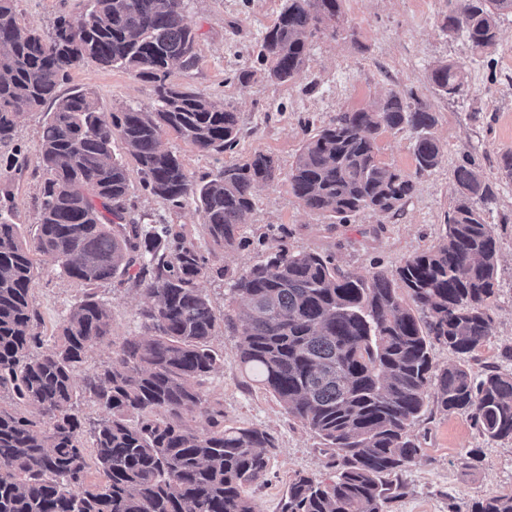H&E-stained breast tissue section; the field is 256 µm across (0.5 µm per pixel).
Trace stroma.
<instances>
[{
  "mask_svg": "<svg viewBox=\"0 0 512 512\" xmlns=\"http://www.w3.org/2000/svg\"><path fill=\"white\" fill-rule=\"evenodd\" d=\"M283 5V0H185V20L199 33V62L186 72L172 68L170 83L222 99L237 112L244 135L234 151L206 155L174 134L163 137L165 148L177 152L195 177L215 173L224 162L262 152L271 155L283 174L257 188L255 206L240 234L243 244L218 249L199 286L216 315L227 308L228 276L258 263L263 235L284 234L289 249L332 256L336 265L362 274L393 271L407 257L436 245L453 205L452 171L472 160L490 179L495 200L487 214L497 239L499 265L491 303L493 330L484 344L467 356L435 345L433 362L445 368L465 363L480 375L495 367L512 372V179L503 180L498 164L512 151V16L499 21L496 49L477 55L462 35L441 27L448 0H343L344 22L335 35L311 40L307 69L295 82L275 84L264 77L256 61L257 45ZM81 0H22L26 23L49 31L56 17L79 11ZM456 62L466 69L464 92L455 98L435 93L428 81L433 65ZM79 88L91 92L103 112L146 104L152 86L119 68L87 61L74 69L62 93ZM414 92L427 101L436 117L433 132L444 147L441 164L417 173L414 140L409 131L386 132L377 139V159L412 179L414 191L395 216L379 219L363 212L340 224L303 209L284 171L298 153L305 129L327 124L336 113L368 108L388 91ZM46 110L25 113L14 141L0 145V163L15 154L33 156L46 122ZM135 190L127 215L175 225L201 250L213 249L194 205L178 209L139 189L135 163H128ZM43 175L28 165L13 181L14 205L23 236H33ZM41 275L32 292L44 336L55 335L67 310L83 294L81 284L39 261ZM98 296L112 315V342L93 347L83 371L100 366L130 336L143 333L138 315L143 297L134 289L112 283L97 285ZM238 335L219 329L210 341L221 356L217 370L201 391L223 407L224 423L260 427L276 439L266 479L251 486L249 496L259 512H279L289 482L296 475L325 479L331 452L298 420L289 417L278 400L246 373L239 360ZM420 448L402 473V494L388 512H470L480 500L512 494V441H489L467 415L447 414L429 405L411 427ZM478 459H471L472 449Z\"/></svg>",
  "mask_w": 512,
  "mask_h": 512,
  "instance_id": "obj_1",
  "label": "stroma"
}]
</instances>
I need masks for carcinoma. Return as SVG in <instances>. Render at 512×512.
I'll list each match as a JSON object with an SVG mask.
<instances>
[{"label":"carcinoma","mask_w":512,"mask_h":512,"mask_svg":"<svg viewBox=\"0 0 512 512\" xmlns=\"http://www.w3.org/2000/svg\"><path fill=\"white\" fill-rule=\"evenodd\" d=\"M20 2L0 0V144L13 140L24 113L48 103L51 111L35 149L44 181L30 239L19 232L10 190L27 159L0 168V392L8 397L0 404V512H258L246 487L265 480L275 438L224 425V410L201 391L220 362L210 346L218 318L197 287L215 252L169 224L126 218L134 187L113 144L125 145L143 190L175 208L195 205L215 248L234 246L255 189L278 167L256 153L197 179L162 147L173 133L222 154L243 134L232 107L167 82L172 67L188 72L198 61L185 0H83L47 34L25 22ZM508 14L512 0H455L442 28L483 52L497 46ZM342 16V0H284L258 44L266 78L295 81L309 38L337 30ZM87 60L151 83L153 101L107 114L88 91L60 94ZM429 81L453 98L464 68L441 63ZM435 124L427 103L395 90L371 109L339 112L306 135L288 169L291 191L304 209L341 224L366 210L387 218L413 183L377 160V137L409 130L417 171H431L443 157ZM453 180L440 242L392 273L342 271L279 239L263 262L232 278L227 326L241 324V365L336 457L328 480L296 476L280 512H387L397 490L390 477L419 453L408 429L430 396L443 412L467 414L488 439L512 440V373L438 369L431 357L435 343L468 354L493 329L499 254L486 212L495 193L470 161ZM37 256L85 287L50 341L31 303ZM114 279L144 297L145 335L125 339L79 391L75 373L88 352L112 342L94 286ZM81 392L102 410L87 430ZM87 438L105 476L92 487ZM472 512H512V496L478 501Z\"/></svg>","instance_id":"cac0c4a2"}]
</instances>
